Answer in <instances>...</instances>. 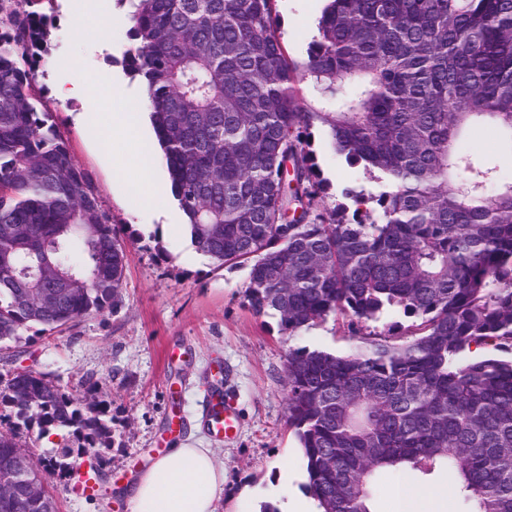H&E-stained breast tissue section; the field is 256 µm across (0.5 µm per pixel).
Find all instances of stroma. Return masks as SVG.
<instances>
[{
  "mask_svg": "<svg viewBox=\"0 0 512 512\" xmlns=\"http://www.w3.org/2000/svg\"><path fill=\"white\" fill-rule=\"evenodd\" d=\"M326 0H275L274 24L295 63H305ZM48 48L36 71L42 111L50 113L76 163L88 175L102 208L127 247L121 301L112 311L90 314L77 325L52 332L32 326L0 348V377L16 367L48 375L70 390L96 384L112 403L109 476L95 495L85 496L49 477L59 512H129L126 492L154 449L185 443L212 448L224 465V497L217 512H261L270 504L291 512L303 496V457L287 424L286 367L294 348H319L338 355L353 351L346 329L326 322L293 339L279 332L273 315L255 316L245 301L249 268L219 267L193 245L186 224H167L134 191L138 171L112 176L113 152L101 143L95 122L111 111V98L92 99V122L76 124L72 105L61 103L54 85L83 81L107 69L124 70L132 48L130 7L123 0H54ZM105 20L112 55L93 52L94 31L78 33V21ZM463 150L495 166L512 181V143L493 126L470 127ZM321 174L330 189L325 207L345 190L375 193L378 173L349 166L326 130L314 132ZM234 400L240 416L231 439L197 431L207 422L215 388Z\"/></svg>",
  "mask_w": 512,
  "mask_h": 512,
  "instance_id": "stroma-1",
  "label": "stroma"
}]
</instances>
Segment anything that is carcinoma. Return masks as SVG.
Masks as SVG:
<instances>
[{"mask_svg":"<svg viewBox=\"0 0 512 512\" xmlns=\"http://www.w3.org/2000/svg\"><path fill=\"white\" fill-rule=\"evenodd\" d=\"M44 2L0 0V342L112 310L126 270L125 243L37 106ZM128 2L127 64L196 249L249 266L247 304L281 335L343 318L361 339L347 355L288 350L287 423L320 512H374L376 475L440 469L466 512H512V182L458 144L481 121L512 141V0H330L302 67L273 27L275 0ZM315 127L387 189L320 209ZM36 263L82 290L51 311L21 305L15 280ZM37 381L0 379V406L41 437L71 430L78 445L48 468L104 456L110 403L50 381L31 402ZM18 451L0 431V458Z\"/></svg>","mask_w":512,"mask_h":512,"instance_id":"1","label":"carcinoma"}]
</instances>
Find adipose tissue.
Instances as JSON below:
<instances>
[{
  "mask_svg": "<svg viewBox=\"0 0 512 512\" xmlns=\"http://www.w3.org/2000/svg\"><path fill=\"white\" fill-rule=\"evenodd\" d=\"M127 95L125 83L112 81V102L117 109L111 119L101 120L105 135L127 143L128 149L113 172L122 175L125 168L139 172L138 189L142 200L159 215H166V199L152 168L146 167L137 151L136 133L145 122L141 112L121 110ZM224 492V468L211 448L187 445L169 449L142 473L127 490L130 512H217V503Z\"/></svg>",
  "mask_w": 512,
  "mask_h": 512,
  "instance_id": "obj_1",
  "label": "adipose tissue"
}]
</instances>
